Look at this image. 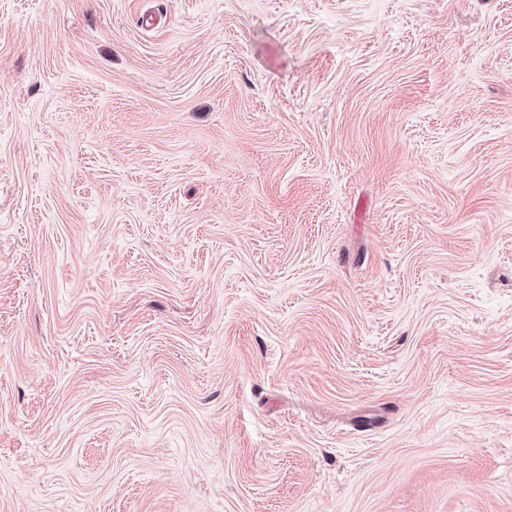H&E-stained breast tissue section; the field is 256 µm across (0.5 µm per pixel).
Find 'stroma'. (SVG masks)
<instances>
[{
  "instance_id": "obj_1",
  "label": "stroma",
  "mask_w": 512,
  "mask_h": 512,
  "mask_svg": "<svg viewBox=\"0 0 512 512\" xmlns=\"http://www.w3.org/2000/svg\"><path fill=\"white\" fill-rule=\"evenodd\" d=\"M0 512H512V0H0Z\"/></svg>"
}]
</instances>
